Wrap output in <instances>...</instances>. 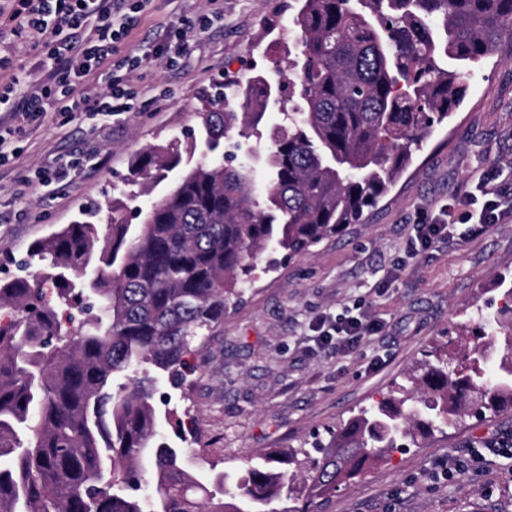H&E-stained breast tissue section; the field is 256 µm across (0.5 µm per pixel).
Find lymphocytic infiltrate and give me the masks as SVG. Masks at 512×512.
<instances>
[{
    "label": "lymphocytic infiltrate",
    "instance_id": "1",
    "mask_svg": "<svg viewBox=\"0 0 512 512\" xmlns=\"http://www.w3.org/2000/svg\"><path fill=\"white\" fill-rule=\"evenodd\" d=\"M149 0H8L0 6V17L11 36L23 39L31 32L42 36L34 48L46 71L43 81L30 83L15 75L0 90V164L14 154L19 120L34 122L47 110L52 93L65 99L66 111L88 112L96 116H117L130 111L135 97L124 79L104 73L107 89L96 97L80 87L111 58L119 43L129 35L136 16ZM223 9H213L198 23L168 28L160 43L149 49V56L175 63L187 52L190 37L223 20ZM501 171L494 168L479 175L471 191L455 195L431 218L415 225V236L406 248L414 257L436 243L453 237L457 225H469L471 233H482L488 226L512 220V202L506 201L499 181ZM384 329L380 320L368 313L321 319L318 341L343 351Z\"/></svg>",
    "mask_w": 512,
    "mask_h": 512
}]
</instances>
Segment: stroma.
Instances as JSON below:
<instances>
[{"label": "stroma", "instance_id": "1", "mask_svg": "<svg viewBox=\"0 0 512 512\" xmlns=\"http://www.w3.org/2000/svg\"><path fill=\"white\" fill-rule=\"evenodd\" d=\"M209 0H154L139 17L120 56L157 42L165 28L196 20ZM296 0H224V21L195 35L179 64L146 60L128 76L133 111L102 121L86 112L48 110L24 126L16 154L0 166V278L19 275L30 245L72 223L83 206L129 173L134 156L152 144L187 140L206 100L228 110L240 102L225 87L272 68L294 44L287 31ZM32 39L0 40V85L23 71L39 79ZM447 125L437 128L365 223L350 224L309 251L266 271L256 261L254 283L227 308L210 343L197 355L189 398L206 462L241 468L278 448H307L358 410L388 397L428 352L447 351L471 336L478 308L499 309L496 283L512 277V223L472 235L458 225L453 239L412 259L405 247L413 226L449 196L467 191L485 169L506 171L512 194V43L480 62ZM76 160L52 193L35 184L36 170ZM404 268H397V261ZM361 305L385 324L382 334L340 353L318 346L319 316ZM512 436V408L466 417L384 461L318 501L315 512H512V461L470 464L452 480L437 464L462 457L489 439Z\"/></svg>", "mask_w": 512, "mask_h": 512}]
</instances>
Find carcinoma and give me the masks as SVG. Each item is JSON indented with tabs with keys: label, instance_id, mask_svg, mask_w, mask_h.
<instances>
[{
	"label": "carcinoma",
	"instance_id": "carcinoma-1",
	"mask_svg": "<svg viewBox=\"0 0 512 512\" xmlns=\"http://www.w3.org/2000/svg\"><path fill=\"white\" fill-rule=\"evenodd\" d=\"M300 55L258 73L242 112L205 107L202 136L147 147L131 163L143 193L176 171L160 197L135 209L114 198L101 221L35 241L26 264L52 287L0 281V512H312L315 500L471 410L512 407L510 327L483 333L461 361L419 363L394 394L340 425L320 457L283 448L241 471L205 469L170 430L196 435L191 410H159L182 388L227 307L253 283L255 260L291 258L363 221L448 123L468 67L512 39V0H298ZM268 130L256 189L248 162L224 142ZM77 306L87 318L74 330Z\"/></svg>",
	"mask_w": 512,
	"mask_h": 512
}]
</instances>
